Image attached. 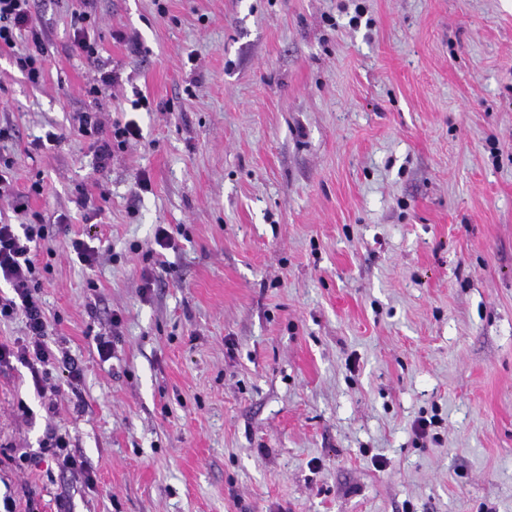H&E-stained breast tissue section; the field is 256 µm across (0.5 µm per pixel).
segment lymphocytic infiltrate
Here are the masks:
<instances>
[{
    "label": "lymphocytic infiltrate",
    "mask_w": 512,
    "mask_h": 512,
    "mask_svg": "<svg viewBox=\"0 0 512 512\" xmlns=\"http://www.w3.org/2000/svg\"><path fill=\"white\" fill-rule=\"evenodd\" d=\"M32 0H0V49L13 48L21 30H28L32 48L16 59L19 69L32 84H39L44 75V47L42 33L32 15ZM78 131L93 138L100 166H107L115 151L124 149L130 140L139 137L135 121L104 128L94 112L83 113ZM64 225L39 221L28 224H0V281L10 289L0 296V320L22 316L27 339L25 343L10 346L0 343V367L12 361L26 364L39 394L49 390L50 368H61L70 382H77L80 372L67 356L56 353L46 342L47 320L40 297L42 269L37 251L63 233Z\"/></svg>",
    "instance_id": "obj_1"
}]
</instances>
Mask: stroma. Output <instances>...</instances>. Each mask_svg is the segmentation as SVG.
I'll return each instance as SVG.
<instances>
[{
    "instance_id": "stroma-1",
    "label": "stroma",
    "mask_w": 512,
    "mask_h": 512,
    "mask_svg": "<svg viewBox=\"0 0 512 512\" xmlns=\"http://www.w3.org/2000/svg\"><path fill=\"white\" fill-rule=\"evenodd\" d=\"M82 7L34 0L40 84L28 35L0 49L11 186L100 251L38 253L47 342L81 376L52 370L49 415L0 368V500L512 512V0H97V68ZM84 112L141 136L99 168ZM51 428L85 472L43 463ZM95 24L92 11L82 10L74 14L73 47L88 61L95 62L99 58V47L95 40L91 41L88 28ZM68 249L70 255L73 254L79 264L86 268H92L98 262V248L89 245V243L83 239H70L68 243Z\"/></svg>"
}]
</instances>
